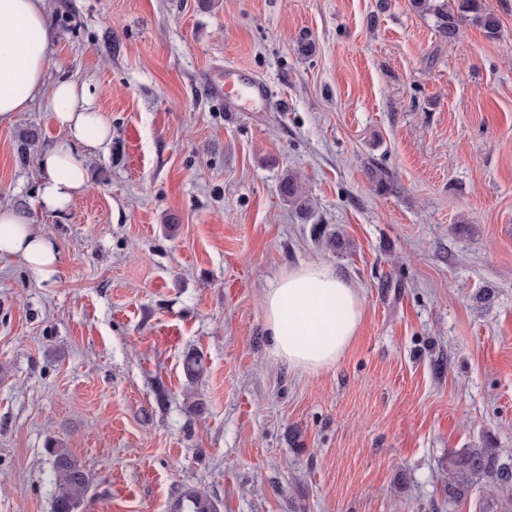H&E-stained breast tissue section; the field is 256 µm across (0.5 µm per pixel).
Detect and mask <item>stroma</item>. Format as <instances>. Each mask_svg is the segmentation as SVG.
<instances>
[{"label": "stroma", "instance_id": "obj_1", "mask_svg": "<svg viewBox=\"0 0 512 512\" xmlns=\"http://www.w3.org/2000/svg\"><path fill=\"white\" fill-rule=\"evenodd\" d=\"M479 2L497 35L451 44L409 0H51L50 73L112 140L79 155L88 193L32 214L53 279L0 258V512H50L53 444L93 477L86 512L188 488L222 512H479L484 487L444 491L449 451H512V0ZM226 63L265 111L213 95ZM62 138L41 107L0 127L1 203ZM309 261L364 301L315 375L275 355L262 300ZM212 92L229 103L236 112H262L269 94L266 82L240 68H217L208 72Z\"/></svg>", "mask_w": 512, "mask_h": 512}]
</instances>
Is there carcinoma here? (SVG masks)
<instances>
[{"label": "carcinoma", "instance_id": "1", "mask_svg": "<svg viewBox=\"0 0 512 512\" xmlns=\"http://www.w3.org/2000/svg\"><path fill=\"white\" fill-rule=\"evenodd\" d=\"M457 8L448 7V0H410L415 11L430 15L442 39L452 43L459 39L462 22L473 14L472 23L493 37L498 33V17L480 9L477 0H456ZM280 194L293 202L302 201L301 178L287 175L280 184ZM186 390L191 391L204 373L202 359L188 355L183 361ZM51 467L54 494L51 512H83L92 478L84 465L67 448H52ZM484 484L501 500L512 499V455L498 448L483 446L448 452V500L468 499L474 488ZM221 501L198 489H189L174 506V512H221Z\"/></svg>", "mask_w": 512, "mask_h": 512}]
</instances>
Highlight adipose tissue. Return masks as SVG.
Instances as JSON below:
<instances>
[{
	"label": "adipose tissue",
	"instance_id": "obj_1",
	"mask_svg": "<svg viewBox=\"0 0 512 512\" xmlns=\"http://www.w3.org/2000/svg\"><path fill=\"white\" fill-rule=\"evenodd\" d=\"M47 17L48 0H0V127L41 106L64 134L39 156L29 207L0 204V257L21 259L43 281L56 273L60 254L30 212L66 211L88 192L90 177L74 148L96 151L112 139V126L94 109L85 85L64 75L50 78L56 34ZM263 304L275 354L309 375L339 362L363 321L360 294L323 262L276 275Z\"/></svg>",
	"mask_w": 512,
	"mask_h": 512
}]
</instances>
